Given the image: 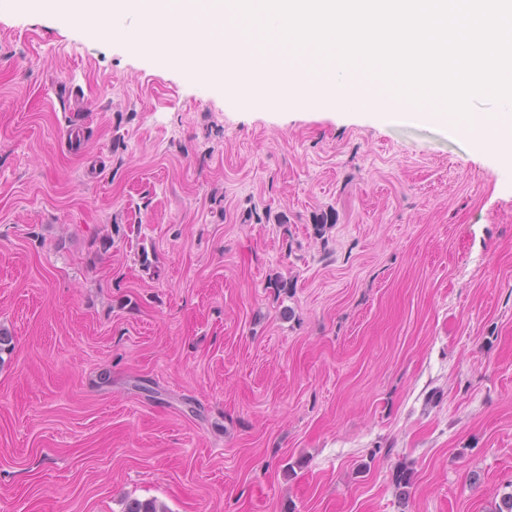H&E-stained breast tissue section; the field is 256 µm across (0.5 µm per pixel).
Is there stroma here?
Masks as SVG:
<instances>
[{"label":"stroma","mask_w":512,"mask_h":512,"mask_svg":"<svg viewBox=\"0 0 512 512\" xmlns=\"http://www.w3.org/2000/svg\"><path fill=\"white\" fill-rule=\"evenodd\" d=\"M338 98L230 109L0 13V512H496L512 185Z\"/></svg>","instance_id":"35a3bbf8"}]
</instances>
